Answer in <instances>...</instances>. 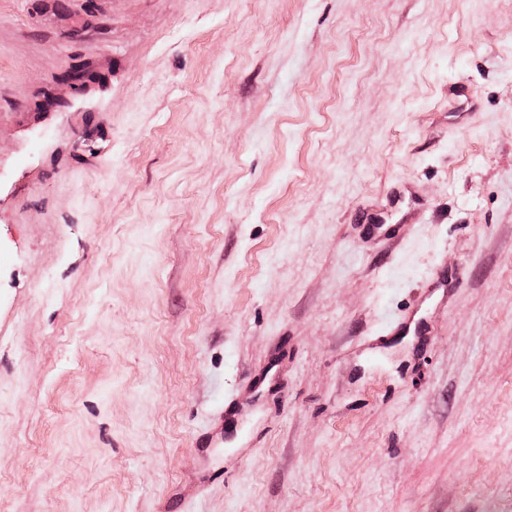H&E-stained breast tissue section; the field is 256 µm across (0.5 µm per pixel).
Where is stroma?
<instances>
[{"label": "stroma", "mask_w": 512, "mask_h": 512, "mask_svg": "<svg viewBox=\"0 0 512 512\" xmlns=\"http://www.w3.org/2000/svg\"><path fill=\"white\" fill-rule=\"evenodd\" d=\"M188 506L512 512V0H0V512ZM403 311L404 314L402 316L388 319L378 327L377 331L375 332L376 336H373V342H375V344L371 346V349H376L384 343L386 336H389L393 333L394 325L396 322L399 321L401 327L403 324L407 326V324H409L415 317L417 309L415 310V304L413 303L412 305L409 304Z\"/></svg>", "instance_id": "obj_1"}]
</instances>
